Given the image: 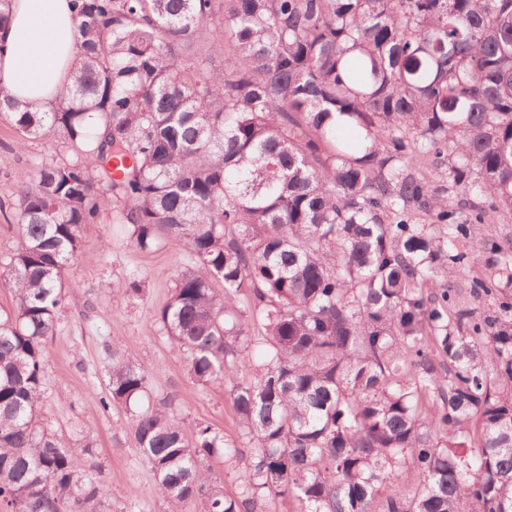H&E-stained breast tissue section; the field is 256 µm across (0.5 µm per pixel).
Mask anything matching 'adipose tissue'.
<instances>
[{"label": "adipose tissue", "mask_w": 512, "mask_h": 512, "mask_svg": "<svg viewBox=\"0 0 512 512\" xmlns=\"http://www.w3.org/2000/svg\"><path fill=\"white\" fill-rule=\"evenodd\" d=\"M76 50L70 0H13L0 29V86L17 102L39 109L68 81Z\"/></svg>", "instance_id": "ef3b65f1"}]
</instances>
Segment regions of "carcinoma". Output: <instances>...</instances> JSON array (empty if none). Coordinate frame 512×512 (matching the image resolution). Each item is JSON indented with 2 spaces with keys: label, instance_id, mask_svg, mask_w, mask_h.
Masks as SVG:
<instances>
[{
  "label": "carcinoma",
  "instance_id": "cac0c4a2",
  "mask_svg": "<svg viewBox=\"0 0 512 512\" xmlns=\"http://www.w3.org/2000/svg\"><path fill=\"white\" fill-rule=\"evenodd\" d=\"M72 2L59 98L31 110L0 86L18 148L73 152L17 178L0 504L112 512L39 419L66 270L115 199L137 249L189 250L160 319L195 382L228 385L247 440L140 406L144 371L112 351L100 408L132 413L163 497L512 512V243L490 224L512 215V0H222L220 30L217 0Z\"/></svg>",
  "mask_w": 512,
  "mask_h": 512
}]
</instances>
